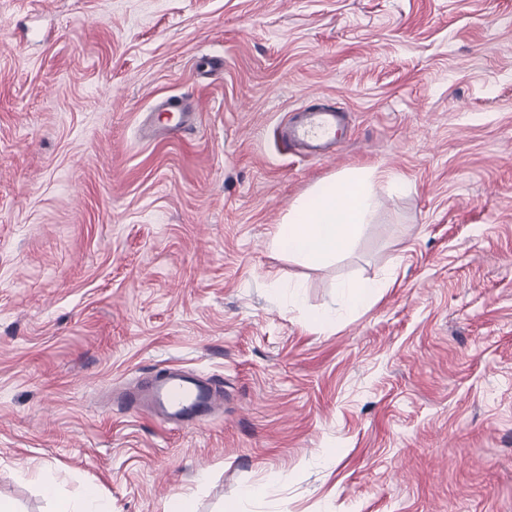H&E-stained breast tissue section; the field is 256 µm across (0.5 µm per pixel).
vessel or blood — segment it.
Segmentation results:
<instances>
[{"label": "vessel or blood", "instance_id": "obj_1", "mask_svg": "<svg viewBox=\"0 0 512 512\" xmlns=\"http://www.w3.org/2000/svg\"><path fill=\"white\" fill-rule=\"evenodd\" d=\"M346 120L344 107L326 100L294 110L281 133L305 155L327 160L336 154L338 132ZM144 404L159 424L186 429L214 417L220 406V391L216 383L201 385L187 373L168 369L153 376L146 391L130 392L124 407L136 411Z\"/></svg>", "mask_w": 512, "mask_h": 512}]
</instances>
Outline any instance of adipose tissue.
<instances>
[{"label": "adipose tissue", "mask_w": 512, "mask_h": 512, "mask_svg": "<svg viewBox=\"0 0 512 512\" xmlns=\"http://www.w3.org/2000/svg\"><path fill=\"white\" fill-rule=\"evenodd\" d=\"M398 177L376 167L320 181L289 208L271 238L273 253L321 268L340 259L362 235L376 209L380 182Z\"/></svg>", "instance_id": "obj_1"}]
</instances>
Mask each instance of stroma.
Segmentation results:
<instances>
[{
    "instance_id": "obj_1",
    "label": "stroma",
    "mask_w": 512,
    "mask_h": 512,
    "mask_svg": "<svg viewBox=\"0 0 512 512\" xmlns=\"http://www.w3.org/2000/svg\"><path fill=\"white\" fill-rule=\"evenodd\" d=\"M319 97L336 162L277 136ZM372 166L405 186L348 255L271 252ZM170 366L221 376L210 424L121 410ZM42 475L112 512H512V0H0V498L49 512ZM391 283L387 280H360L348 281L338 285L341 289L344 304L354 310L363 308L369 304L383 288H390Z\"/></svg>"
}]
</instances>
